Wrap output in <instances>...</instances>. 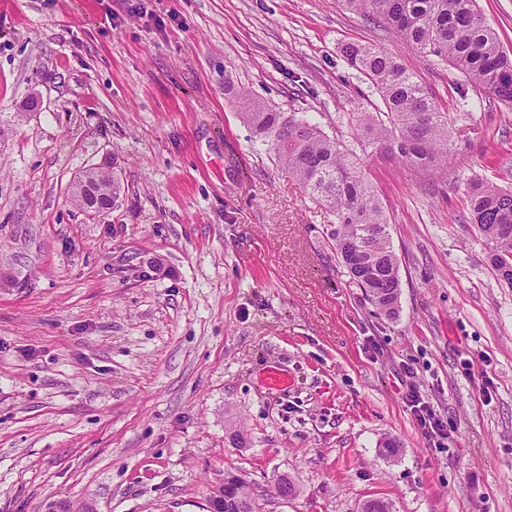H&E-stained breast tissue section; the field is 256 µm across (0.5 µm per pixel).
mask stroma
Instances as JSON below:
<instances>
[{
	"label": "stroma",
	"mask_w": 512,
	"mask_h": 512,
	"mask_svg": "<svg viewBox=\"0 0 512 512\" xmlns=\"http://www.w3.org/2000/svg\"><path fill=\"white\" fill-rule=\"evenodd\" d=\"M350 43L453 116L447 166L362 147L357 115L383 105ZM241 89L359 156L396 317L349 285L335 216L255 137ZM1 119L0 512H209L228 472L261 512H512V287L466 193L512 189V106L339 0H0ZM103 166L124 190L91 218L71 187ZM406 401L408 407L424 427H430L429 435L441 438L448 437V431L444 422L437 416L434 409L420 396L414 388L407 392Z\"/></svg>",
	"instance_id": "obj_1"
}]
</instances>
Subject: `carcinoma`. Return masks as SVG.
<instances>
[{"mask_svg": "<svg viewBox=\"0 0 512 512\" xmlns=\"http://www.w3.org/2000/svg\"><path fill=\"white\" fill-rule=\"evenodd\" d=\"M419 52L448 62L470 82L512 106V52L486 21L476 0H343ZM348 66L369 79L383 116L359 113L367 145L395 154L413 166L448 163L453 149L449 114L391 56L365 44L343 50ZM259 138L269 139L289 176L336 217L332 238L350 283L362 289L382 314L396 316L401 288L389 222L377 194L360 170L356 155L327 136L306 116L254 105L244 113ZM123 187L111 171L95 167L75 182L73 200L84 213L95 197L114 208ZM472 223L486 245L485 262L496 278L512 287V190L486 183L467 189ZM218 512H260V504L237 474L224 475Z\"/></svg>", "mask_w": 512, "mask_h": 512, "instance_id": "1", "label": "carcinoma"}]
</instances>
